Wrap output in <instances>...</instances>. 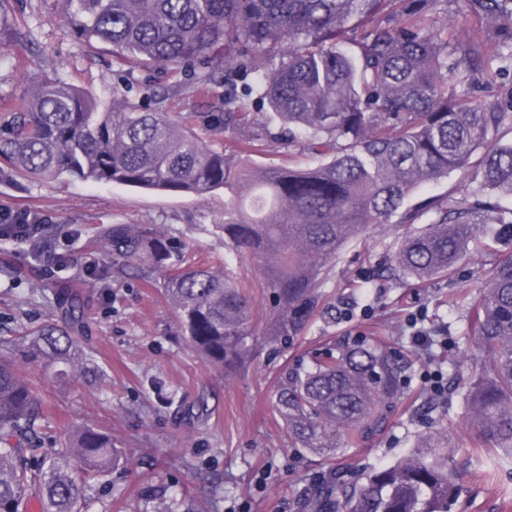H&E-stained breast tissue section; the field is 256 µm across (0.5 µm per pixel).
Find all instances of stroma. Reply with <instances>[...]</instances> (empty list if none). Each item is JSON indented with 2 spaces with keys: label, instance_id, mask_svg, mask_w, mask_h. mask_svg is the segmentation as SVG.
Returning <instances> with one entry per match:
<instances>
[{
  "label": "stroma",
  "instance_id": "1",
  "mask_svg": "<svg viewBox=\"0 0 512 512\" xmlns=\"http://www.w3.org/2000/svg\"><path fill=\"white\" fill-rule=\"evenodd\" d=\"M57 0H11L0 11L7 23L35 24V42L18 38L0 46V97L22 95L32 84L59 77L93 94L100 103L120 92L134 101L154 95L168 112L218 111L219 106L184 90L161 71H119L103 46L73 39L57 17ZM0 207L43 217L57 252L79 262L63 267L33 258L27 244L0 241V265L19 277L0 276V354L32 379L56 432L75 423L107 429L131 462L97 483L84 512H302L305 490L330 468L359 484L368 468L402 458L420 435L433 431L448 412V458L460 474L451 512H512V462L495 465V452L474 447L464 380L487 365V352L466 336L463 312L448 309V296L472 290L489 263L471 253L452 275L423 285L394 284L393 255L403 233L389 224L345 247L330 264L323 298L301 332L288 342L269 341L273 299L260 263L244 255L233 263L251 299L246 369H213L188 349L159 283H147L99 251L93 237L102 224H159L185 241L190 266H218L229 248L220 228L224 194H159L70 178L0 180ZM82 275L87 324L77 343L104 376L98 386L73 380L61 385L28 361L20 336L59 320L57 298ZM425 312L443 325L447 341L423 358L407 328L410 315ZM357 340L385 344L406 366L401 403L384 434L360 448L327 459L294 447L272 407L284 367L333 345ZM443 374L446 394L436 399L428 374ZM495 469V480L484 473Z\"/></svg>",
  "mask_w": 512,
  "mask_h": 512
}]
</instances>
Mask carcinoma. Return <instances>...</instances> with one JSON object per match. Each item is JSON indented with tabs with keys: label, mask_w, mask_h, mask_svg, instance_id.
Listing matches in <instances>:
<instances>
[{
	"label": "carcinoma",
	"mask_w": 512,
	"mask_h": 512,
	"mask_svg": "<svg viewBox=\"0 0 512 512\" xmlns=\"http://www.w3.org/2000/svg\"><path fill=\"white\" fill-rule=\"evenodd\" d=\"M70 33L102 44L119 64L192 76L219 116H170L112 96L101 104L62 79L10 96L0 124V179L67 177L204 196L224 190L225 242L262 263L276 298L267 335H296L322 298L329 263L374 226L416 225L401 238L393 277L426 283L450 275L475 243L491 255L477 295L448 298L490 354L464 383L476 448L512 456V0H61ZM483 35L463 38L472 24ZM250 81L238 87L242 78ZM494 89L486 104L473 92ZM256 98L265 112L238 102ZM214 119L245 148L283 127L280 144L312 162L255 168L190 132ZM461 171L468 183L413 200L422 186ZM52 247L45 229L0 227V238ZM95 240L147 282L160 277L181 336L207 365L236 369L249 350L250 305L224 270L184 266V244L158 224H102ZM65 325L25 341L26 357L65 382L93 369L74 326L78 295L57 301ZM403 396V369L380 344L348 342L285 369L273 407L300 448L334 456L380 434ZM33 381L0 359V512H83L92 483L124 464L112 435L73 425L52 453ZM448 466V414L399 461L350 487L334 471L308 512H448L457 491Z\"/></svg>",
	"instance_id": "1"
}]
</instances>
